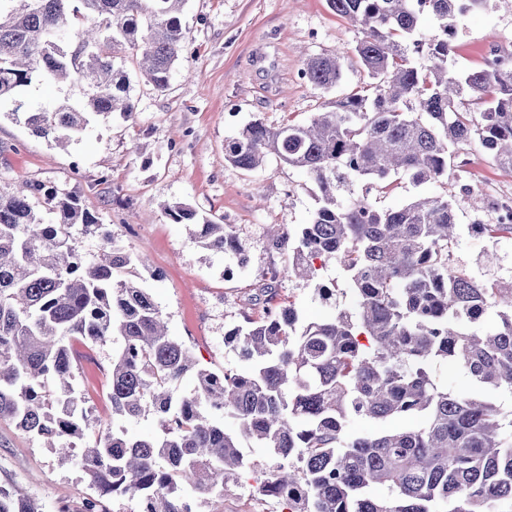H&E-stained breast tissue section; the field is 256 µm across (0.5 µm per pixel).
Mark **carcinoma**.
I'll return each instance as SVG.
<instances>
[{"label": "carcinoma", "instance_id": "1", "mask_svg": "<svg viewBox=\"0 0 512 512\" xmlns=\"http://www.w3.org/2000/svg\"><path fill=\"white\" fill-rule=\"evenodd\" d=\"M186 0H0V102L13 104L36 136L57 144L82 134L93 116L132 119L130 81L116 59L135 55L140 78L165 91L187 41ZM487 0H327L362 38L334 55H314L301 74L336 87L355 56L370 93H351L304 123L277 128L255 120L225 146V159L251 171L267 157L306 172L317 188L309 223L269 231L288 245L292 265L258 286L261 316L229 329L240 367L196 369L192 392L177 396L195 369L190 349L169 335L137 281L143 257L129 252L75 195L26 182L0 194V420L63 447L84 439L87 422L74 385L69 336L117 344L110 361L112 416L153 417L159 434L101 431L82 448L93 488L85 512L131 495L148 512H192L186 490L224 492L253 468L247 440L276 465L258 490L287 512H512V410L485 389L512 391V284L488 283L452 266L459 246L454 196H420L382 208L352 190L405 179L438 182L463 168V145H478L512 172V57L490 43L483 67L449 65L461 17ZM438 23L429 42L414 38L424 16ZM424 54L423 70L412 60ZM35 81L84 86L83 99L31 109L21 91ZM467 101L472 109L461 107ZM43 199L52 218L31 198ZM166 214L211 251L243 262L247 244L227 225L183 204ZM492 244L512 224H483ZM102 241L82 258L76 236ZM341 268L356 310L300 323L277 309L275 283L314 278L311 258ZM452 361L475 390L450 391L436 366ZM397 418L405 426L356 434L355 419ZM233 428L227 429L224 420ZM383 486L385 498L373 493ZM0 512H43L0 485Z\"/></svg>", "mask_w": 512, "mask_h": 512}]
</instances>
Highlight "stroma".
<instances>
[{
    "label": "stroma",
    "mask_w": 512,
    "mask_h": 512,
    "mask_svg": "<svg viewBox=\"0 0 512 512\" xmlns=\"http://www.w3.org/2000/svg\"><path fill=\"white\" fill-rule=\"evenodd\" d=\"M182 23L187 44L170 85L157 91L144 83L133 57L123 65L131 81L134 119L120 114L94 120L80 138L60 147L33 135L23 119L0 107V194L33 181L58 195L75 193L87 210L106 224L130 251L146 257L142 284L167 323L170 336L185 341L198 367L216 372L239 365L224 344L225 332L256 316L250 303L255 287L271 268H285L291 255L273 245L274 224L308 223L316 206L313 184L295 168L267 159L254 171L224 157V145L254 120L277 127L299 123L329 103L369 82L356 61L345 65L336 88L315 87L301 76L305 56L332 54L355 45L360 33L329 9L326 0H186ZM496 42L512 51V0H489L462 17L452 42L458 70L484 64V47ZM472 191L463 195L455 177L414 187L397 181L387 193L366 191L382 207H398L413 197L455 195L459 223L489 224L490 193L511 192L512 177L467 146ZM189 205L199 216L228 225L249 248L236 277L224 269L230 258L192 239L165 213L167 203ZM455 266L483 280L512 278V239L488 243L464 232L453 255ZM312 281L280 278L279 301L293 304L302 323L333 309H350L352 296L335 260L316 261ZM334 288L330 300L319 286ZM75 389L84 398L90 426L85 444H94L103 426L113 423L128 435L152 434L154 419L113 420L109 400L111 343L74 341ZM256 469L228 482L223 492L194 493L196 512H281V505L258 494L256 479L274 460L267 449L243 443ZM0 485L37 500L44 512H80L90 494L89 480L77 463L61 461L14 424L0 421Z\"/></svg>",
    "instance_id": "35a3bbf8"
}]
</instances>
